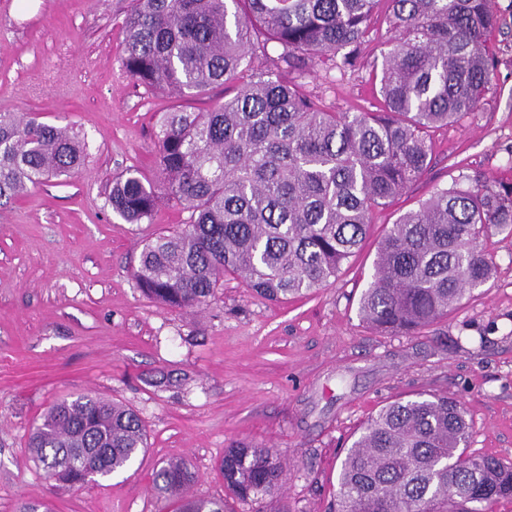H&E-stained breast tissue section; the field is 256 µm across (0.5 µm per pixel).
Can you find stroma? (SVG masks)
<instances>
[{
	"label": "stroma",
	"instance_id": "35a3bbf8",
	"mask_svg": "<svg viewBox=\"0 0 512 512\" xmlns=\"http://www.w3.org/2000/svg\"><path fill=\"white\" fill-rule=\"evenodd\" d=\"M495 80L477 112L432 131L430 171L388 206L329 285L273 303L228 279L206 305L170 309L133 272L142 241L179 230L160 204L129 224L108 204L115 177L152 174L160 113L223 100L178 99L134 86L121 67L129 0H0V112L37 114L84 136L78 175L0 205V512L48 501L55 512H167L153 491L162 462L182 459L195 495L219 497L224 450L243 440L288 460L290 512H330L345 444L386 403L445 392L467 412L471 452L512 460V231L484 243L495 273L419 335L381 334L358 315L384 229L437 189L478 171L512 179V0H492ZM342 71L325 56L295 83L330 109L374 101L389 34ZM91 393L122 403L148 432L144 456L111 479L57 488L27 447L55 401Z\"/></svg>",
	"mask_w": 512,
	"mask_h": 512
}]
</instances>
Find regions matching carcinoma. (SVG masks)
<instances>
[{"instance_id": "cac0c4a2", "label": "carcinoma", "mask_w": 512, "mask_h": 512, "mask_svg": "<svg viewBox=\"0 0 512 512\" xmlns=\"http://www.w3.org/2000/svg\"><path fill=\"white\" fill-rule=\"evenodd\" d=\"M393 33L376 109L331 112L286 75L315 55L351 69L379 2ZM490 0H131L121 64L136 86L177 97L232 89L207 109L161 114L156 174L129 170L108 202L128 224L163 201L184 228L142 245L144 295L172 309L240 279L267 300L303 297L336 279L367 238L371 215L429 170V131L477 110L494 73ZM260 65L252 67L253 60ZM84 144L66 127L0 112V202L78 172ZM512 229V180L480 172L437 190L387 226L358 300L361 319L415 335L489 281L483 241ZM466 416L446 393L380 408L341 462L335 512H486L512 500V462L468 452ZM148 447L131 408L91 394L54 403L31 434L35 460L58 486L79 488L127 468ZM240 501L280 490L277 452L236 441L220 462ZM196 475L169 461L153 478L171 512H230L190 492Z\"/></svg>"}]
</instances>
